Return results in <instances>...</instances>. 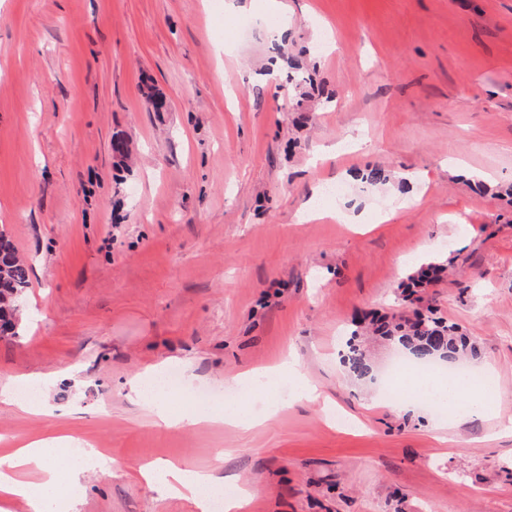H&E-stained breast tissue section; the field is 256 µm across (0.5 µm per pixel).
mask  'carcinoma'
<instances>
[{
    "instance_id": "cac0c4a2",
    "label": "carcinoma",
    "mask_w": 512,
    "mask_h": 512,
    "mask_svg": "<svg viewBox=\"0 0 512 512\" xmlns=\"http://www.w3.org/2000/svg\"><path fill=\"white\" fill-rule=\"evenodd\" d=\"M286 78L302 100L311 97L314 91H323L316 80V68H304L292 59L288 60ZM444 271L445 265L434 259L421 261L402 283L405 298H412ZM29 285L27 265L9 237L0 233V337L18 335L21 299ZM353 326L342 362L356 380L368 378L373 373V363L361 341L366 331L408 350L418 359L456 363L463 359L474 360L480 354L473 337L457 324L435 316L430 307L425 312L414 311L411 317L363 313L354 319Z\"/></svg>"
}]
</instances>
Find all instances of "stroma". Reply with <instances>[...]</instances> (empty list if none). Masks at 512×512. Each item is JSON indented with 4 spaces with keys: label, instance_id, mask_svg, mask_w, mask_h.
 I'll return each mask as SVG.
<instances>
[{
    "label": "stroma",
    "instance_id": "35a3bbf8",
    "mask_svg": "<svg viewBox=\"0 0 512 512\" xmlns=\"http://www.w3.org/2000/svg\"><path fill=\"white\" fill-rule=\"evenodd\" d=\"M263 2L0 0V230L31 268L0 376L42 380L55 409L0 404V456L58 432L121 460L86 473L77 512H198L144 483L162 461L216 470L247 512H512V206L468 183H512V0ZM284 25L331 103L270 72ZM374 166L408 191L362 183ZM424 257L498 415L383 402L339 361L354 313L401 309ZM291 349L323 402L247 432L154 426L129 389L178 367L179 414Z\"/></svg>",
    "mask_w": 512,
    "mask_h": 512
}]
</instances>
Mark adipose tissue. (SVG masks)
Returning a JSON list of instances; mask_svg holds the SVG:
<instances>
[{
	"mask_svg": "<svg viewBox=\"0 0 512 512\" xmlns=\"http://www.w3.org/2000/svg\"><path fill=\"white\" fill-rule=\"evenodd\" d=\"M283 376L294 379L297 384L293 403L319 400L317 386L306 379L299 361L290 352L268 367L238 375L234 382L240 385L260 377L277 379ZM144 384V378L134 379L131 390L150 412L155 425L196 428L209 424L208 415L197 410L171 415L163 399L144 397ZM66 444V437L61 435L31 436L17 443L8 455L0 457V495L25 501L30 512H75V505L82 495L81 479L85 471L92 470L109 477L121 468L120 461L93 449L85 464L70 466L67 478H60L57 464L63 458L62 450ZM140 475L150 489L194 500L200 512H207L209 508L208 491L224 483L223 478L214 473L170 461L143 466Z\"/></svg>",
	"mask_w": 512,
	"mask_h": 512,
	"instance_id": "adipose-tissue-1",
	"label": "adipose tissue"
}]
</instances>
